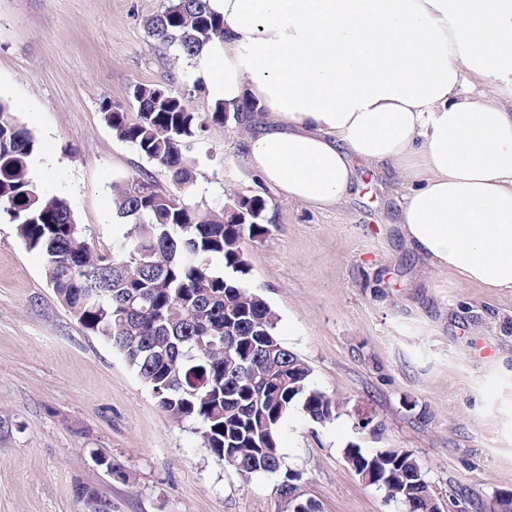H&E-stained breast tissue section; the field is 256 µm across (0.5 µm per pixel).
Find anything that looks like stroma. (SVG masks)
Instances as JSON below:
<instances>
[{"label":"stroma","mask_w":512,"mask_h":512,"mask_svg":"<svg viewBox=\"0 0 512 512\" xmlns=\"http://www.w3.org/2000/svg\"><path fill=\"white\" fill-rule=\"evenodd\" d=\"M167 0H0V101L37 139L35 177L66 198L96 245L118 248L112 190L140 168L169 176L113 136L102 103L129 120L138 84L166 87L192 111L214 109L199 64L150 36ZM247 131L208 122L183 155L192 202L220 209L261 194L267 230L249 245V286L278 317L285 347L313 371L336 414L284 420L282 474L242 480L158 408L122 357L87 333L46 283L40 257L0 219V512H283V473L319 512H402L347 462L348 449L413 451L445 512H476L512 493V291L459 285L408 248L397 181L359 166L333 209L279 197L245 165ZM109 457L111 478L94 458Z\"/></svg>","instance_id":"35a3bbf8"}]
</instances>
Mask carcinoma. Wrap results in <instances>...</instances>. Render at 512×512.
<instances>
[{"label":"carcinoma","mask_w":512,"mask_h":512,"mask_svg":"<svg viewBox=\"0 0 512 512\" xmlns=\"http://www.w3.org/2000/svg\"><path fill=\"white\" fill-rule=\"evenodd\" d=\"M148 30L195 62L207 43L224 38V19L207 0H168ZM133 99L137 121L108 101L104 120L117 139L168 171L171 188L159 187L143 169L114 186L112 218L130 225L121 250L96 247L70 203L36 181L30 167L36 137L2 102L0 216L26 249L41 255L60 304L123 355L165 415L191 423L201 447L242 479L276 474L288 413L299 405L312 421L325 423L336 406L313 385L310 366L284 347L275 312L245 282L247 244L266 231V201L236 195L218 212L199 216L181 147L207 120H224V106L207 118L191 111L184 96L147 84L135 86ZM347 459L356 475L384 482L387 500L443 512L413 452L351 449ZM298 481L289 474L276 489L288 512L298 502Z\"/></svg>","instance_id":"carcinoma-1"}]
</instances>
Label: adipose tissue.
I'll return each mask as SVG.
<instances>
[{"instance_id": "ef3b65f1", "label": "adipose tissue", "mask_w": 512, "mask_h": 512, "mask_svg": "<svg viewBox=\"0 0 512 512\" xmlns=\"http://www.w3.org/2000/svg\"><path fill=\"white\" fill-rule=\"evenodd\" d=\"M214 102L255 101L249 167L328 209L357 164L401 181L406 241L462 283L512 290V0H209Z\"/></svg>"}]
</instances>
